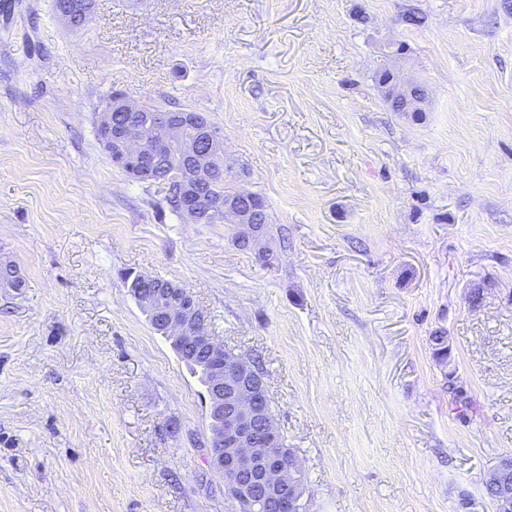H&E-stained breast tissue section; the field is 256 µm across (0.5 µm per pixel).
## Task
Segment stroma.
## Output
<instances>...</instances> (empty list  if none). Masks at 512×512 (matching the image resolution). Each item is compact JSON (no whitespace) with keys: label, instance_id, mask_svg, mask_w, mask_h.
Listing matches in <instances>:
<instances>
[{"label":"stroma","instance_id":"stroma-1","mask_svg":"<svg viewBox=\"0 0 512 512\" xmlns=\"http://www.w3.org/2000/svg\"><path fill=\"white\" fill-rule=\"evenodd\" d=\"M0 9V512H230L204 388L129 295L180 282L258 360L307 512H494L512 452V0ZM420 26L403 23L407 10ZM422 84L394 112L380 66ZM203 113L278 265L101 148L113 92ZM484 486L499 489L497 496H486L494 504L496 512H512V489L509 491L506 486L502 485L500 472L497 467L487 470Z\"/></svg>","mask_w":512,"mask_h":512}]
</instances>
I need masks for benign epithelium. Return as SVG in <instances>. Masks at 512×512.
<instances>
[{"instance_id": "benign-epithelium-1", "label": "benign epithelium", "mask_w": 512, "mask_h": 512, "mask_svg": "<svg viewBox=\"0 0 512 512\" xmlns=\"http://www.w3.org/2000/svg\"><path fill=\"white\" fill-rule=\"evenodd\" d=\"M403 111L418 112L425 99L416 83L398 80L387 88ZM98 140L133 180L152 181L156 163L173 156L169 183L178 192L179 212L187 224H233L237 245L245 246L261 264L274 258L263 225L253 215L257 193L241 186L243 172L224 150L223 131L198 112H154L122 93L99 113ZM224 164L232 176V193L211 199L201 193L210 179V164ZM158 333L179 349L201 353L207 374L208 457L214 473L238 512H304V468L286 444L274 416L261 411L267 396L263 371L212 336L208 313L186 286L151 275H136L129 289ZM484 486L499 490L490 498L495 512H512V490L501 483L496 467L487 470Z\"/></svg>"}]
</instances>
